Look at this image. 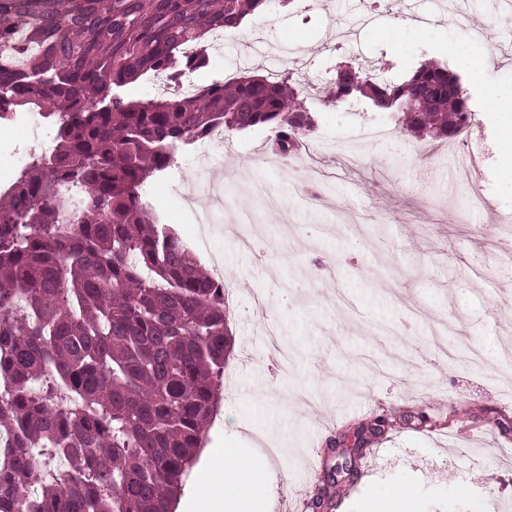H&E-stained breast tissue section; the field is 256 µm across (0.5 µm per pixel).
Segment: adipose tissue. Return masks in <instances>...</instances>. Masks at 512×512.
I'll return each instance as SVG.
<instances>
[{"label":"adipose tissue","mask_w":512,"mask_h":512,"mask_svg":"<svg viewBox=\"0 0 512 512\" xmlns=\"http://www.w3.org/2000/svg\"><path fill=\"white\" fill-rule=\"evenodd\" d=\"M230 478L233 490L224 499L201 500L198 489L210 476ZM262 489L253 472L238 467V451L231 447L202 451L198 465L185 479V494L174 506L175 512H250L251 500Z\"/></svg>","instance_id":"obj_1"}]
</instances>
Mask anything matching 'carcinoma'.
<instances>
[{
  "label": "carcinoma",
  "instance_id": "obj_1",
  "mask_svg": "<svg viewBox=\"0 0 512 512\" xmlns=\"http://www.w3.org/2000/svg\"><path fill=\"white\" fill-rule=\"evenodd\" d=\"M271 0H0V116L43 111L55 151L0 190V512H172L217 410L224 281L142 194L171 150L270 127L289 153L312 128L290 78L242 75L128 102L149 74L192 70L182 48ZM322 104L351 97L444 140L470 126L459 77L425 62L400 83L339 67ZM41 381L30 396L28 385Z\"/></svg>",
  "mask_w": 512,
  "mask_h": 512
}]
</instances>
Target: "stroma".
<instances>
[{"instance_id":"35a3bbf8","label":"stroma","mask_w":512,"mask_h":512,"mask_svg":"<svg viewBox=\"0 0 512 512\" xmlns=\"http://www.w3.org/2000/svg\"><path fill=\"white\" fill-rule=\"evenodd\" d=\"M400 2L420 21L386 15L366 24L354 0H331L325 10L281 15L257 47L243 23L235 45L192 73L202 87L245 64L263 73L301 68L326 82L343 64L381 65L400 81L421 63L448 65L473 112L458 141L479 158L487 198L486 210L471 212L453 144L424 157L431 140L364 99L306 102L326 194L371 207L354 222L307 206L284 170L251 166L269 128L225 138V166L243 171L225 181V194L250 208L254 185H263L287 202L300 229L285 238L278 217L260 213L269 242L261 264L237 248L231 218L212 227L221 277L236 292L229 323L237 348L224 372L237 385L223 389L205 443L239 449L245 470L266 459L268 493L255 512H312L318 490L336 489L330 441L389 410L396 420L358 460L360 480L339 512L383 502L400 512H512V438L500 430L512 425V263L499 259L512 250V112L484 109L489 95L512 99V0ZM459 6L472 35L464 58L452 54L443 21ZM350 28L354 41L341 44ZM180 154V169L148 181L143 194L193 247L198 227L169 182L198 166L191 147ZM439 323L453 329L449 346L478 347L481 364L439 360Z\"/></svg>"}]
</instances>
